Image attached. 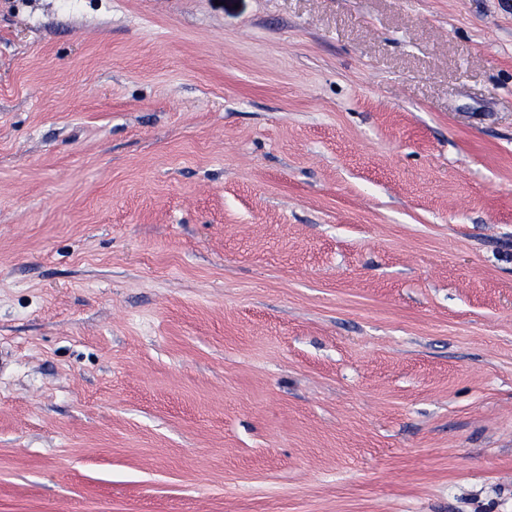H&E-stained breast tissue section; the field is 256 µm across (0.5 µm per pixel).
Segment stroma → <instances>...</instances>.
Instances as JSON below:
<instances>
[{
    "instance_id": "obj_1",
    "label": "stroma",
    "mask_w": 512,
    "mask_h": 512,
    "mask_svg": "<svg viewBox=\"0 0 512 512\" xmlns=\"http://www.w3.org/2000/svg\"><path fill=\"white\" fill-rule=\"evenodd\" d=\"M512 512V0H0V512Z\"/></svg>"
}]
</instances>
